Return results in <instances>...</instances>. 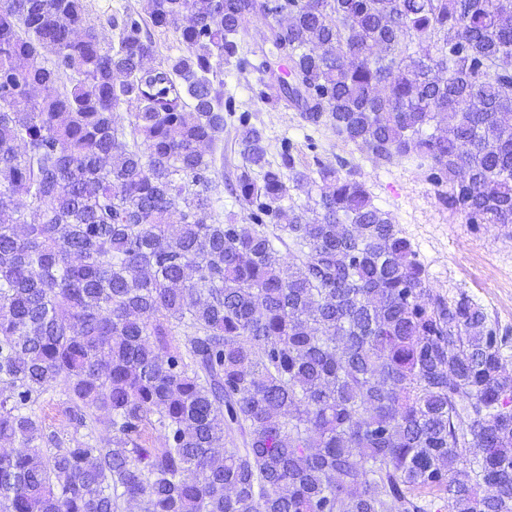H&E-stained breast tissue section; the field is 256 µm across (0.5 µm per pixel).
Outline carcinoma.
Wrapping results in <instances>:
<instances>
[{
    "label": "carcinoma",
    "mask_w": 512,
    "mask_h": 512,
    "mask_svg": "<svg viewBox=\"0 0 512 512\" xmlns=\"http://www.w3.org/2000/svg\"><path fill=\"white\" fill-rule=\"evenodd\" d=\"M88 12L0 0V447L20 445L0 512H512L509 337L429 288L356 172L313 177L289 146L273 163L244 114L249 223L221 221L209 177L224 65H249L260 14L258 70L290 75L265 103L379 161L428 159L468 223L512 224V0ZM156 29L185 52L154 66ZM298 192L313 204L283 209ZM57 381L66 442L33 413ZM270 24H274V20L269 17L253 18L248 24V33L241 43V56H244L250 63L258 65L263 54L268 53L269 44L265 43L264 35L267 34Z\"/></svg>",
    "instance_id": "cac0c4a2"
}]
</instances>
